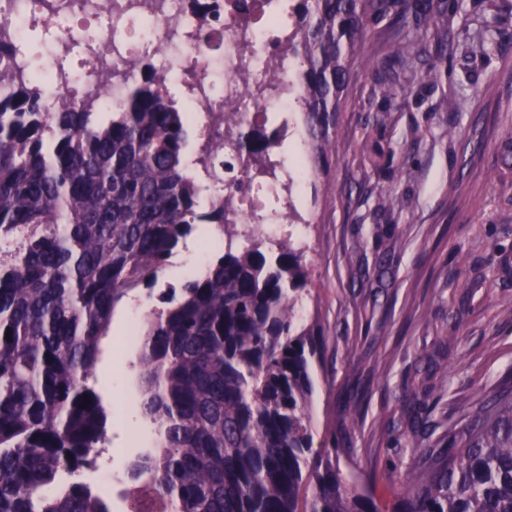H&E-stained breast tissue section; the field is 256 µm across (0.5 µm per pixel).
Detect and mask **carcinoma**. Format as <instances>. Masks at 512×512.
Masks as SVG:
<instances>
[{"label":"carcinoma","instance_id":"1","mask_svg":"<svg viewBox=\"0 0 512 512\" xmlns=\"http://www.w3.org/2000/svg\"><path fill=\"white\" fill-rule=\"evenodd\" d=\"M412 0H296L291 49L312 138L306 158L327 162L329 130L343 110L367 20ZM441 33L430 24L383 43L375 87L397 100ZM145 69L116 112L90 103L56 111L39 77L0 93V512H109L108 489L60 479L95 465L109 408L92 372L112 312L152 290L196 224L217 227L200 271L159 295L138 332L141 409L163 440L127 478L152 479L177 512H512V394L448 429V448L421 449L404 492L382 499L348 481L336 445L314 449L309 407L317 324L294 309L307 286L302 254L284 239L270 250L224 222L227 197L200 211L202 187L187 163L185 106ZM241 106L220 120L238 126ZM275 134L254 128L262 159ZM88 403H83V397Z\"/></svg>","mask_w":512,"mask_h":512}]
</instances>
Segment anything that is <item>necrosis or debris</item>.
<instances>
[{
  "label": "necrosis or debris",
  "mask_w": 512,
  "mask_h": 512,
  "mask_svg": "<svg viewBox=\"0 0 512 512\" xmlns=\"http://www.w3.org/2000/svg\"><path fill=\"white\" fill-rule=\"evenodd\" d=\"M288 0H0V42L16 59L0 70V88L33 72L46 74L43 96L55 105L90 102L119 107L139 70L153 65L168 74V93H180L197 144H214L200 178L212 197L233 198L228 215L246 232L283 233L298 167L284 149L293 133L300 95L291 85L295 61L288 53L294 21ZM91 29L79 58H72L75 31ZM181 64L170 69L171 56ZM112 67L108 87L98 72ZM281 82L268 86L269 70ZM246 103L244 126L272 124L276 141L264 165L252 163L237 136L217 120L218 102Z\"/></svg>",
  "instance_id": "1"
}]
</instances>
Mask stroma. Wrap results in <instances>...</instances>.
Returning <instances> with one entry per match:
<instances>
[{
  "label": "stroma",
  "instance_id": "35a3bbf8",
  "mask_svg": "<svg viewBox=\"0 0 512 512\" xmlns=\"http://www.w3.org/2000/svg\"><path fill=\"white\" fill-rule=\"evenodd\" d=\"M442 9L447 49L395 103L360 70L335 157L294 190L302 221L291 240L310 272L297 308L321 332L314 441L335 435L343 475L370 476L383 494L402 491L421 441L444 445L449 422L512 388V0ZM496 13L499 26H487ZM392 192L402 209L383 208ZM150 306L142 291L116 306L93 374L107 384L112 442L76 477L108 482L112 512L134 508L120 485L143 450L129 437L148 426L126 415L121 361ZM415 399L424 435L410 423Z\"/></svg>",
  "mask_w": 512,
  "mask_h": 512
}]
</instances>
